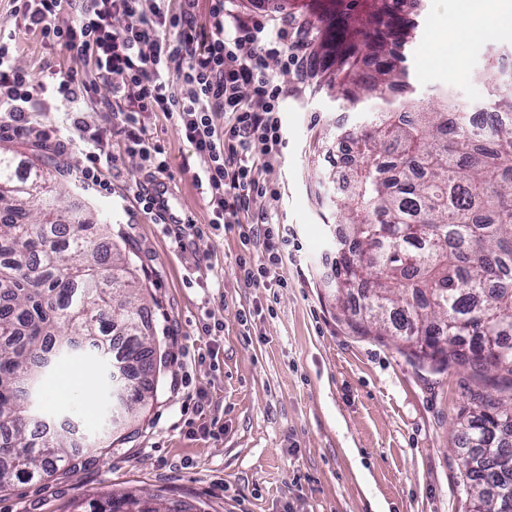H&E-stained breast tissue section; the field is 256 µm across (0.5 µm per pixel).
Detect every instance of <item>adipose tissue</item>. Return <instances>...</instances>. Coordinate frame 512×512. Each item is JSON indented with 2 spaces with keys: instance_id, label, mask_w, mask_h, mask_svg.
<instances>
[{
  "instance_id": "ef3b65f1",
  "label": "adipose tissue",
  "mask_w": 512,
  "mask_h": 512,
  "mask_svg": "<svg viewBox=\"0 0 512 512\" xmlns=\"http://www.w3.org/2000/svg\"><path fill=\"white\" fill-rule=\"evenodd\" d=\"M457 16L437 30L435 42L451 51L459 43L497 36L499 15L512 12V0H456Z\"/></svg>"
}]
</instances>
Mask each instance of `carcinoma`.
Returning a JSON list of instances; mask_svg holds the SVG:
<instances>
[{
    "label": "carcinoma",
    "mask_w": 512,
    "mask_h": 512,
    "mask_svg": "<svg viewBox=\"0 0 512 512\" xmlns=\"http://www.w3.org/2000/svg\"><path fill=\"white\" fill-rule=\"evenodd\" d=\"M419 0H393L369 30L343 26L322 69L352 106L381 86L409 88L396 70L405 33L397 16ZM491 123L475 130L463 105L445 96L425 108L411 99L370 112L347 134L357 159L337 206L347 252L336 261V291L365 289L354 329L402 337L419 361L468 365L495 374L512 391V351L487 353L512 335V81L492 65ZM49 149L21 175L0 151V490L16 478L41 481L71 459L70 427L54 429L33 409L54 359L92 348L109 367L116 417L129 422L151 398L143 365L162 361L145 325L143 297L129 259L102 255L107 224L63 214L52 185ZM111 277L103 279V268ZM472 337L470 355L457 349ZM460 438L469 448L461 477L470 512H501L512 490V395L476 394ZM140 499L113 492L89 512H131Z\"/></svg>",
    "instance_id": "cac0c4a2"
}]
</instances>
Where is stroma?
<instances>
[{"mask_svg": "<svg viewBox=\"0 0 512 512\" xmlns=\"http://www.w3.org/2000/svg\"><path fill=\"white\" fill-rule=\"evenodd\" d=\"M383 6L384 0H228L224 26L278 11L289 45L321 59L337 18L365 23ZM11 8L0 0V24L13 34L12 61L37 83L30 122L50 140H70L59 158L66 202L91 223L110 225L111 242L146 288L147 317L166 365L146 377L154 399L131 437L96 450L93 442L111 429L102 365L89 354L57 361L44 390L67 376L93 395L86 405L41 402L48 422L77 426L76 465L45 482H14L0 492V512H81L86 497L114 490L197 512H466L460 423L473 392L499 398L502 390L462 367L432 372L389 338L357 335L336 306L333 240L340 226L329 198L334 180L352 166L345 134L379 108L378 94L353 109L309 67L286 69L268 59L267 72L282 91L283 143L263 158L262 177L278 195L253 197L250 216L267 217L288 242L274 265L262 240H244L235 226L212 228L210 197L194 180L202 161L178 118L146 114L147 135L169 160L174 207L195 221L197 234L183 246L175 225L160 223L135 199L145 170L112 132L104 109L110 88L98 84L76 110L64 106L52 77L83 74L82 61L45 42ZM455 11V0H421L408 17L413 37L403 65L416 102L451 91L478 109L489 62L512 66V14L501 16L498 37L465 42L450 62L438 57L434 35ZM78 111L91 115L115 156L106 173L111 195L81 187L90 146L72 138ZM243 259L269 264L266 287L244 280Z\"/></svg>", "mask_w": 512, "mask_h": 512, "instance_id": "35a3bbf8", "label": "stroma"}]
</instances>
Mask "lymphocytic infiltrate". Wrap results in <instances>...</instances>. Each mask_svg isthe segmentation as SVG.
<instances>
[{"mask_svg": "<svg viewBox=\"0 0 512 512\" xmlns=\"http://www.w3.org/2000/svg\"><path fill=\"white\" fill-rule=\"evenodd\" d=\"M64 0H12L43 40L77 52L85 78L60 77L56 92L74 103L99 82L108 84V108L125 146L138 152L149 175L169 162L149 142L141 116L162 112L179 118L182 135L203 162L195 180L204 185L214 224H237L253 195L267 193L259 161L277 152L282 136L279 94L266 71L287 32L277 15L266 24L237 21L224 29L225 0H210V28L199 26L194 0H85L70 24H56ZM125 25L114 29V18ZM34 84L13 64L6 28L0 26V129L43 139L28 119ZM223 123H216V116Z\"/></svg>", "mask_w": 512, "mask_h": 512, "instance_id": "1", "label": "lymphocytic infiltrate"}]
</instances>
